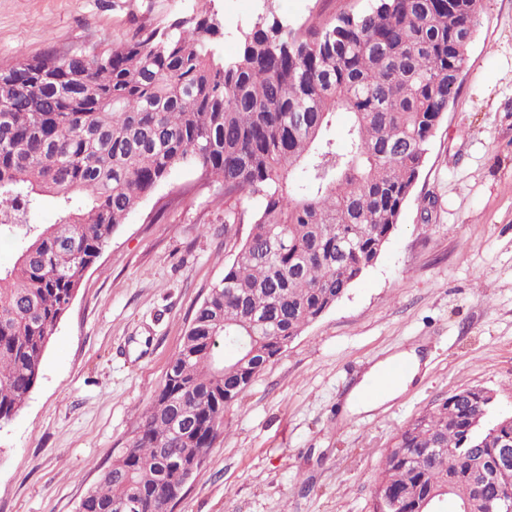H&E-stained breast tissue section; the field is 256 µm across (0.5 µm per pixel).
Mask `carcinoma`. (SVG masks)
<instances>
[{
	"mask_svg": "<svg viewBox=\"0 0 512 512\" xmlns=\"http://www.w3.org/2000/svg\"><path fill=\"white\" fill-rule=\"evenodd\" d=\"M480 11L481 0H364L295 26L270 14L240 29L229 60L215 19L177 17L0 75V236L18 246L0 267V422L26 403L86 272L173 169L222 182L224 223L250 225L79 512L130 496L166 512L224 434V412L375 264L459 93ZM45 196L59 217L33 224ZM490 400L464 388L405 427L378 480L389 512L442 497L485 512L512 485V469L482 477L512 449V416L488 421Z\"/></svg>",
	"mask_w": 512,
	"mask_h": 512,
	"instance_id": "obj_1",
	"label": "carcinoma"
}]
</instances>
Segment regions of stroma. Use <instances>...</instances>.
<instances>
[{"label":"stroma","instance_id":"1","mask_svg":"<svg viewBox=\"0 0 512 512\" xmlns=\"http://www.w3.org/2000/svg\"><path fill=\"white\" fill-rule=\"evenodd\" d=\"M354 2L0 0V70L200 15L221 22L230 58L267 6L294 24ZM224 208L221 184L185 166L129 214L51 336L26 404L0 423V512H78L131 443L249 231ZM412 349L425 374L372 411L348 407L373 363ZM473 386L512 414V0H482L459 94L377 262L225 411L172 512H373L396 436Z\"/></svg>","mask_w":512,"mask_h":512}]
</instances>
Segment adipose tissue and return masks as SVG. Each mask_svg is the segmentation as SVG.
I'll return each instance as SVG.
<instances>
[{
	"label": "adipose tissue",
	"instance_id": "adipose-tissue-1",
	"mask_svg": "<svg viewBox=\"0 0 512 512\" xmlns=\"http://www.w3.org/2000/svg\"><path fill=\"white\" fill-rule=\"evenodd\" d=\"M405 364V372L392 383H384L383 378L388 369L396 364ZM422 366L421 357L417 352H402L373 364L364 374L362 380L352 390L349 400L358 404L363 410H371L386 400L397 397L406 389L419 374ZM382 384L383 390L379 395H369L368 390L375 384Z\"/></svg>",
	"mask_w": 512,
	"mask_h": 512
}]
</instances>
